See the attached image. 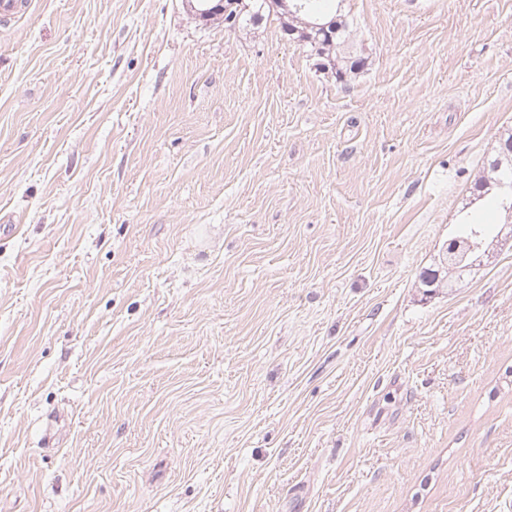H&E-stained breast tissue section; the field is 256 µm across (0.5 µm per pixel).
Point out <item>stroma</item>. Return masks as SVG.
<instances>
[{
	"label": "stroma",
	"instance_id": "1",
	"mask_svg": "<svg viewBox=\"0 0 512 512\" xmlns=\"http://www.w3.org/2000/svg\"><path fill=\"white\" fill-rule=\"evenodd\" d=\"M0 20V512H512V237L424 293L512 131V0ZM284 0H272L268 1V5L271 10H279L283 9L285 17H288V7L289 11L293 14V26L298 30H303V23L306 21H311L313 18L311 15H321L323 18L332 19L334 16L336 17L335 21L324 23L320 17L314 18L313 22L308 24L309 29H313L314 32H317L318 35H324L327 38L331 39L332 34L336 32V24L338 25V31L336 36L334 37V46L332 48L333 55L336 58L339 56L344 62L342 65L343 72H336V59H334L331 55H327L326 52H320L318 54V58L320 59L317 63L318 68L326 74L336 75V80L343 82L345 80L346 75L349 72H352L356 69L358 65H360L361 60H358L355 56V60L350 62L348 67L347 63L350 59H352L350 53L345 52V44H349L352 42V30L349 25L344 21H338L336 9L333 13V7L335 0H288V5ZM294 6H298L295 8Z\"/></svg>",
	"mask_w": 512,
	"mask_h": 512
}]
</instances>
